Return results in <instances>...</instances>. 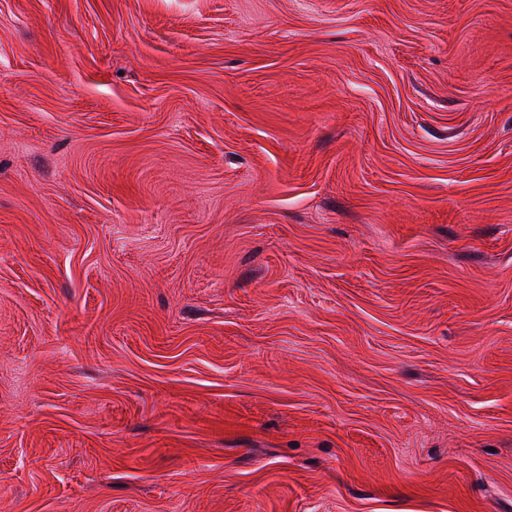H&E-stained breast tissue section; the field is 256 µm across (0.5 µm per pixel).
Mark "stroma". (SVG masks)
<instances>
[{
    "label": "stroma",
    "instance_id": "obj_1",
    "mask_svg": "<svg viewBox=\"0 0 512 512\" xmlns=\"http://www.w3.org/2000/svg\"><path fill=\"white\" fill-rule=\"evenodd\" d=\"M0 512H512V0H0Z\"/></svg>",
    "mask_w": 512,
    "mask_h": 512
}]
</instances>
